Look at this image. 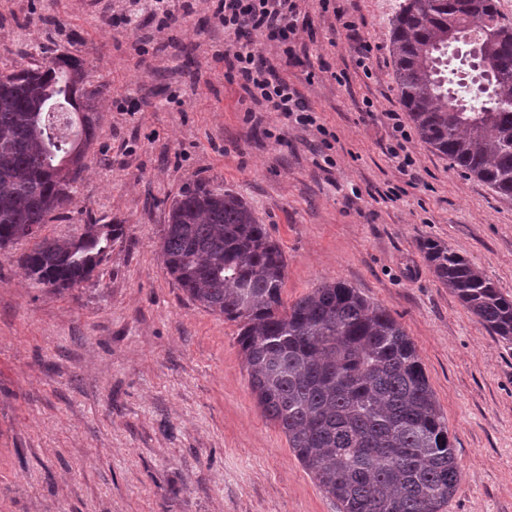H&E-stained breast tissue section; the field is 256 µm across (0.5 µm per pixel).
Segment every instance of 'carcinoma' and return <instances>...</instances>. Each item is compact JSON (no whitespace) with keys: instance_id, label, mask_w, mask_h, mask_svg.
Here are the masks:
<instances>
[{"instance_id":"obj_1","label":"carcinoma","mask_w":512,"mask_h":512,"mask_svg":"<svg viewBox=\"0 0 512 512\" xmlns=\"http://www.w3.org/2000/svg\"><path fill=\"white\" fill-rule=\"evenodd\" d=\"M512 27L498 0H405L391 29L401 100L422 142L512 199ZM475 36L489 89L448 98V30ZM42 63L0 82V249L35 240L21 265L55 290L90 280L123 234L89 215L84 232L39 238L77 192L98 128L93 96L76 101L80 58L40 47ZM68 112L46 111V93ZM437 278L493 334L512 339V300L464 257L423 244ZM164 265L191 300L240 324L249 384L263 412L339 512H442L459 479L448 423L415 345L384 308L341 281L286 305V264L240 195L208 180L184 185L168 209Z\"/></svg>"}]
</instances>
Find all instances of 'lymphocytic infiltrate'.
I'll return each mask as SVG.
<instances>
[{
	"instance_id": "obj_1",
	"label": "lymphocytic infiltrate",
	"mask_w": 512,
	"mask_h": 512,
	"mask_svg": "<svg viewBox=\"0 0 512 512\" xmlns=\"http://www.w3.org/2000/svg\"><path fill=\"white\" fill-rule=\"evenodd\" d=\"M298 0H222L217 15L229 45L224 60L230 75L254 102L266 104L292 128L316 126L309 100L281 78L269 59L307 31Z\"/></svg>"
}]
</instances>
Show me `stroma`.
Wrapping results in <instances>:
<instances>
[{"mask_svg": "<svg viewBox=\"0 0 512 512\" xmlns=\"http://www.w3.org/2000/svg\"><path fill=\"white\" fill-rule=\"evenodd\" d=\"M146 3L0 0V69L53 45L105 88L78 193L41 236L77 235L90 215L124 229L88 282L59 291L27 279L18 259L32 241L0 251V512H338L263 415L238 323L165 268L168 206L196 178L255 209L286 260L285 303L336 280L403 326L457 454L444 512H512V340L467 310L422 248L448 246L512 299V200L416 135L421 183L393 168L386 110L414 128L390 45L400 0H339L379 46L368 77L333 13L300 0L313 37L272 63L319 126L282 142L283 117L225 75L219 0L189 12L167 0L161 33Z\"/></svg>", "mask_w": 512, "mask_h": 512, "instance_id": "35a3bbf8", "label": "stroma"}]
</instances>
